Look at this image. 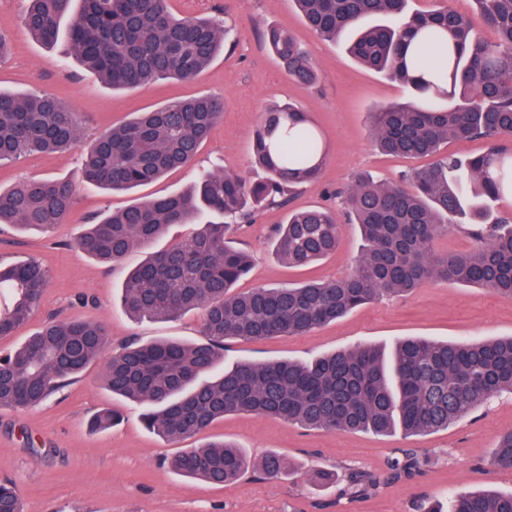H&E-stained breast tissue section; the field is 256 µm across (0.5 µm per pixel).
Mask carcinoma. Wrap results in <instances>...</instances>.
Masks as SVG:
<instances>
[{
    "instance_id": "cac0c4a2",
    "label": "carcinoma",
    "mask_w": 512,
    "mask_h": 512,
    "mask_svg": "<svg viewBox=\"0 0 512 512\" xmlns=\"http://www.w3.org/2000/svg\"><path fill=\"white\" fill-rule=\"evenodd\" d=\"M22 26L51 44L68 20L69 54L114 89L137 88L166 77L193 79L229 40L216 19L177 18L170 0H26ZM306 25L337 41L351 34L348 54L366 68L408 85L416 100L374 109L371 133L384 151L409 158L432 156L408 172L407 185L357 176L340 198L362 241L352 272L330 283L234 291L249 271L248 254L231 230L251 222L248 201L282 206L299 184L315 181L326 151L308 113L291 105L265 109L253 136V155L266 179L200 173L193 187L132 203L95 218L75 249L115 266L128 253L146 259L123 282L120 303L133 316L175 318L199 310L203 339L130 342L111 352L106 329L82 320L50 321L13 353L0 358V407H35L92 363L113 395L143 406L146 426L171 442L205 433L237 412L278 417L328 431L421 434L448 427L502 390L512 391V336L469 343L405 339L391 358L357 346L308 362L242 361L224 365L227 339L262 340L307 333L380 296L409 293L426 280L475 285L512 298V217L495 203L512 191V0H473L462 14L446 6L409 10V0H293ZM496 34L484 40L479 28ZM264 44L288 76L302 85L317 74L312 51L270 26ZM224 114V99L202 95L140 112L85 144L78 113L53 95L0 92V162L30 151L79 149L86 182L110 191L149 185L193 165ZM482 138L474 157L439 154L450 139ZM75 199L65 181L32 178L0 190V224L52 228L64 222ZM210 220L182 244L152 250L174 224ZM466 226L476 240L465 253L437 256L434 239L448 225ZM340 224L327 207L288 212L274 241L290 267L332 254ZM47 274L35 261L0 263V336H8L37 307ZM426 459L405 453L390 477H409ZM495 464L512 469V430L503 434ZM266 479L285 470L268 454L249 464L224 441L184 448L170 459L186 477L225 485L248 467ZM371 474L351 471L350 496L378 491ZM0 512H23L14 484L0 483ZM450 512H512V494L457 497Z\"/></svg>"
}]
</instances>
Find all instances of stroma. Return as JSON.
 Returning a JSON list of instances; mask_svg holds the SVG:
<instances>
[{
  "mask_svg": "<svg viewBox=\"0 0 512 512\" xmlns=\"http://www.w3.org/2000/svg\"><path fill=\"white\" fill-rule=\"evenodd\" d=\"M170 8L179 17L220 14L232 29L229 46L194 79H161L115 91L67 56L66 40L49 46L33 39L21 25V0H0V35L8 42L0 59V91L56 95L79 112L85 140L175 100L205 94L224 99V116L193 167L170 172L133 194L106 192L86 183L83 158L76 150L33 152L0 165L2 190L32 177L63 179L76 188L68 220L54 229L21 232L0 224V259L32 257L49 273V284L30 319L13 335L0 337V356L51 319L103 324L113 348L132 339L198 340L200 312L175 319H134L121 309L124 278L145 260V252L133 251L112 268L80 253L72 240L91 217L122 209L138 197L184 189L202 170L261 180L264 171L251 161L250 142L268 106L290 102L308 112L327 158L319 180L299 185L289 207L259 208L253 222L235 234L236 246L253 256L252 269L237 283V290L308 280L332 282L348 274L360 252L355 226L341 224L336 252L306 269L290 268L274 255V228L285 221L289 208L335 207L332 191L351 185L359 174L391 182L424 164L420 158L382 153L368 123L373 107L409 101L411 89L362 67L342 44L322 40L289 0H171ZM269 25L288 29L313 49L319 76L315 85L290 80L265 48L262 31ZM510 335L512 299L479 287L430 280L410 294L372 301L304 335L229 341L224 363L307 361L357 345L389 350L405 338L453 342ZM109 408L119 412L117 424L92 430L90 420ZM141 413L139 403L111 395L102 383L101 363H93L38 407L0 409V481L16 484L25 512H416L421 503L443 505L459 495L485 490L512 493V470L492 463L500 435L512 430V393L507 391L446 428L408 437L398 431H323L274 417L227 415L207 434L192 438V445L223 439L255 462L274 452L284 459L286 474L264 480L249 472L224 486L172 472L168 460L179 444L149 430ZM401 448L425 454L426 468L394 481L389 465ZM349 468L379 478L380 490L348 498L341 495L340 484L313 478L319 469L341 477Z\"/></svg>",
  "mask_w": 512,
  "mask_h": 512,
  "instance_id": "35a3bbf8",
  "label": "stroma"
}]
</instances>
